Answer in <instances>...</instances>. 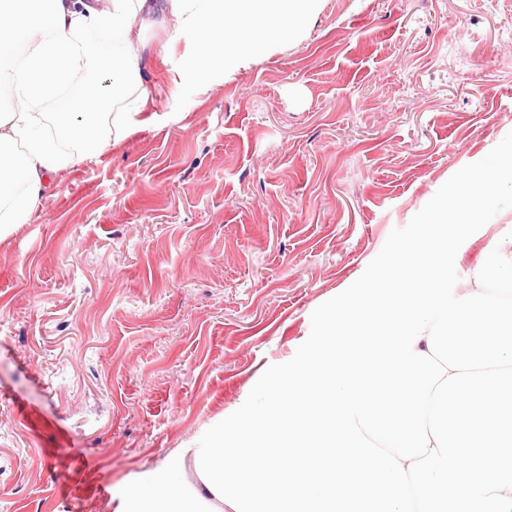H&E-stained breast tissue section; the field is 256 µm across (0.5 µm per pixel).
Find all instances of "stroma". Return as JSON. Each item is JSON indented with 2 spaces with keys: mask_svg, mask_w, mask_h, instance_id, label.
<instances>
[{
  "mask_svg": "<svg viewBox=\"0 0 512 512\" xmlns=\"http://www.w3.org/2000/svg\"><path fill=\"white\" fill-rule=\"evenodd\" d=\"M138 48L133 128L0 238V512H113L512 132V0H323L205 86L173 28ZM510 232L468 238L457 291Z\"/></svg>",
  "mask_w": 512,
  "mask_h": 512,
  "instance_id": "35a3bbf8",
  "label": "stroma"
}]
</instances>
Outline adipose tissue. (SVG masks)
<instances>
[{
  "mask_svg": "<svg viewBox=\"0 0 512 512\" xmlns=\"http://www.w3.org/2000/svg\"><path fill=\"white\" fill-rule=\"evenodd\" d=\"M320 0H0V237L28 223L57 175L96 157L145 104L146 25L174 24L192 45L199 82L275 44L298 40ZM112 37L106 83L90 80L99 39ZM53 103L52 113L40 107Z\"/></svg>",
  "mask_w": 512,
  "mask_h": 512,
  "instance_id": "adipose-tissue-1",
  "label": "adipose tissue"
}]
</instances>
